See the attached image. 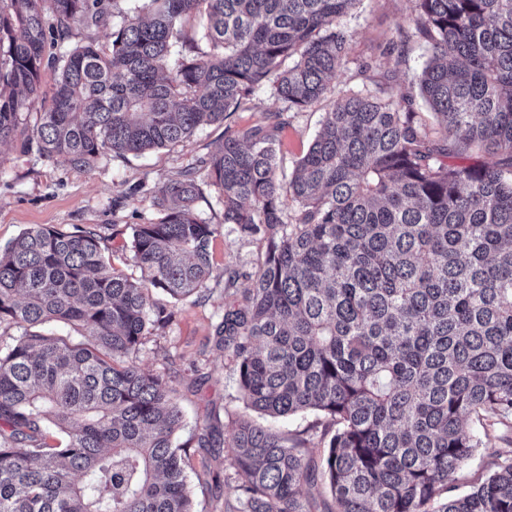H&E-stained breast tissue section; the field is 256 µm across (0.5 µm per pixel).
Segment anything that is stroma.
<instances>
[{
  "label": "stroma",
  "mask_w": 512,
  "mask_h": 512,
  "mask_svg": "<svg viewBox=\"0 0 512 512\" xmlns=\"http://www.w3.org/2000/svg\"><path fill=\"white\" fill-rule=\"evenodd\" d=\"M410 12L408 0H359L344 17L342 26L350 35L351 62L340 70L329 100L339 91L358 88L380 73L391 70V95H399L412 75L419 71L425 50L412 45L405 66H396L385 49L398 24ZM369 63L367 75L357 73L360 63ZM282 103L269 87L256 90L248 108L230 113L223 123L197 130L178 145L143 155L107 156L95 168L79 169L66 160L41 159L37 153H24L19 143L0 145V247L25 228L35 224L61 229L73 225L97 229L116 245L110 256L113 268L130 275L134 267L123 243L130 227L157 219L154 205L162 188L187 166L208 157L224 141L229 130L262 123ZM322 107L288 115V125L280 135L281 166L292 173L296 161L308 150L319 128ZM202 195L196 207L201 218L221 225L213 242L218 266L252 271L263 259V246L249 237L225 228L223 210L207 176L198 179ZM229 300L223 283L210 284L205 301L180 304L175 321L165 335L151 338L138 354L142 368L162 376L176 389L185 416L184 436H191L205 422H218L223 433H230L242 417H257L262 425L283 432L293 443L319 456L330 432L318 413L309 411L287 418L255 416L246 408L238 390L237 374L223 350L214 345L213 325ZM187 475L193 491L196 512H223L225 501L236 497L232 470L223 450L190 448Z\"/></svg>",
  "instance_id": "obj_1"
}]
</instances>
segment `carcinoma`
<instances>
[{
    "mask_svg": "<svg viewBox=\"0 0 512 512\" xmlns=\"http://www.w3.org/2000/svg\"><path fill=\"white\" fill-rule=\"evenodd\" d=\"M118 2L0 0V144L92 169L179 143L269 86L283 109L204 161L224 223L264 247L213 336L248 407L316 411L335 432L318 460L248 419L178 441L174 389L137 354L211 280L240 278L213 262L219 225L197 213L192 167L134 225L138 278L91 227L34 225L0 248V325L21 331L0 339V512H195L193 442L227 449L231 512H312L301 490L318 484L332 512H512V448L448 495L489 427H512V0H409L388 51L401 64L426 46L416 82L396 98L388 74L341 92L280 179L279 133L331 92L358 0H141L131 15ZM112 9L111 52L69 45ZM46 67L50 104L26 132ZM51 322L81 340L44 333Z\"/></svg>",
    "mask_w": 512,
    "mask_h": 512,
    "instance_id": "cac0c4a2",
    "label": "carcinoma"
}]
</instances>
